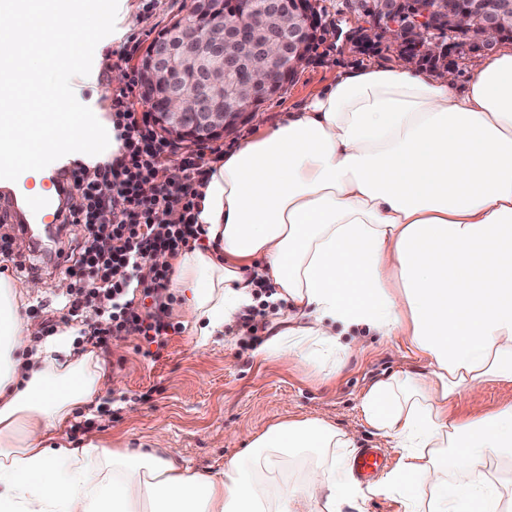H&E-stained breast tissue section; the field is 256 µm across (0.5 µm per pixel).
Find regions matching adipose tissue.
Masks as SVG:
<instances>
[{
  "mask_svg": "<svg viewBox=\"0 0 512 512\" xmlns=\"http://www.w3.org/2000/svg\"><path fill=\"white\" fill-rule=\"evenodd\" d=\"M72 0H0V146L33 152V112H68L72 159L111 163L120 143L66 90L43 95L26 60L68 67L83 43L26 44L45 18L66 28ZM206 243L163 262L200 344L253 305V260L286 301L262 353L330 370L338 329L404 337L422 371L371 384L365 421L390 438L396 467L379 482L405 512H512L488 466L512 458V402L487 414L452 406L491 382L512 384V44L465 81L403 59L364 61L276 127L212 165L199 203ZM34 284L0 274V512H342L363 495L340 448L354 434L288 419L254 435L212 472L155 437L149 451L54 445L73 407L108 381L68 332L17 352L40 328L22 308ZM321 462L282 482L293 451ZM465 479L449 481V468Z\"/></svg>",
  "mask_w": 512,
  "mask_h": 512,
  "instance_id": "obj_1",
  "label": "adipose tissue"
}]
</instances>
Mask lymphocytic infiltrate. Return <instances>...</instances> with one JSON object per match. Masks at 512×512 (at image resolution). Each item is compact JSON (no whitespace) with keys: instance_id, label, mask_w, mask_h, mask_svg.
<instances>
[{"instance_id":"lymphocytic-infiltrate-1","label":"lymphocytic infiltrate","mask_w":512,"mask_h":512,"mask_svg":"<svg viewBox=\"0 0 512 512\" xmlns=\"http://www.w3.org/2000/svg\"><path fill=\"white\" fill-rule=\"evenodd\" d=\"M133 90L112 103V122L121 155L94 174L73 172L75 189L84 199L80 211L66 214L65 223L84 228L65 253L78 277L65 306L71 319L91 317L90 331L80 342L104 348L127 336L139 339V353L159 361L179 330L171 317L174 295L169 267L152 263L155 253L178 254L201 240L204 233L196 214L208 170L205 155L223 156L222 147L182 157L183 177L170 181L168 164L175 153L169 142L150 126L149 111L138 110ZM158 187L155 195L141 193L145 183ZM254 306L239 316L236 328L243 349L261 344L264 317L274 290L263 278L253 280ZM107 305H99V295Z\"/></svg>"}]
</instances>
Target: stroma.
I'll return each mask as SVG.
<instances>
[{"instance_id": "1", "label": "stroma", "mask_w": 512, "mask_h": 512, "mask_svg": "<svg viewBox=\"0 0 512 512\" xmlns=\"http://www.w3.org/2000/svg\"><path fill=\"white\" fill-rule=\"evenodd\" d=\"M186 2L132 0L130 30L117 43L111 27L75 10L67 32L84 38L82 54L64 76L43 70L44 84L64 81L84 108L111 114L113 100L126 90L125 80L136 73L143 51L160 31L185 16ZM315 6L318 37L309 63L280 94L260 105V121L244 122L222 138L224 147L272 128L288 108L334 81L344 67L364 60L390 63L398 59L400 48L390 36L365 40L353 0H315ZM116 70L123 73L124 82L113 83ZM30 256L27 249L14 250L9 257L0 255V273L21 283L38 284L37 300L48 306L54 320H61L57 284L66 273L60 267L44 266L34 274L17 272L16 261ZM342 341L347 350L327 379L311 365L243 350L239 338L230 333L201 347L195 337L180 332L155 363L138 353V339L110 342L99 352L108 386L91 403L78 407L72 426L59 430L57 437L72 448L95 436L146 449L160 432L188 466L212 471L241 455L250 436L291 418H319L354 432L360 448L389 447V439L366 423L361 397L375 380L397 371L417 372L421 365L396 336L353 328ZM89 418L93 427L82 428V421Z\"/></svg>"}]
</instances>
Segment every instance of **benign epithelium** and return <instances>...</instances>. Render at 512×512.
<instances>
[{
    "label": "benign epithelium",
    "mask_w": 512,
    "mask_h": 512,
    "mask_svg": "<svg viewBox=\"0 0 512 512\" xmlns=\"http://www.w3.org/2000/svg\"><path fill=\"white\" fill-rule=\"evenodd\" d=\"M403 0H378L372 27L390 34L409 60H435L446 49L460 46L471 52L495 49L512 35L509 7L488 5L483 0H448V8L437 0H420L412 11H403ZM208 11V0H190L186 17L172 25L169 35L157 37L145 50L143 79L154 87L160 76L178 69L171 56L177 46L205 73V80L188 89L169 92L162 111L154 113L155 128L173 144L206 143L231 133L238 124L253 117L264 97L251 99L231 111H224V70L232 65L243 46L252 48L248 66L249 85L275 94L285 81L308 63L304 45L288 47L287 39L298 40L313 32L314 0H295L284 6L281 0H264L253 11L215 21L206 29L192 17Z\"/></svg>",
    "instance_id": "benign-epithelium-1"
}]
</instances>
